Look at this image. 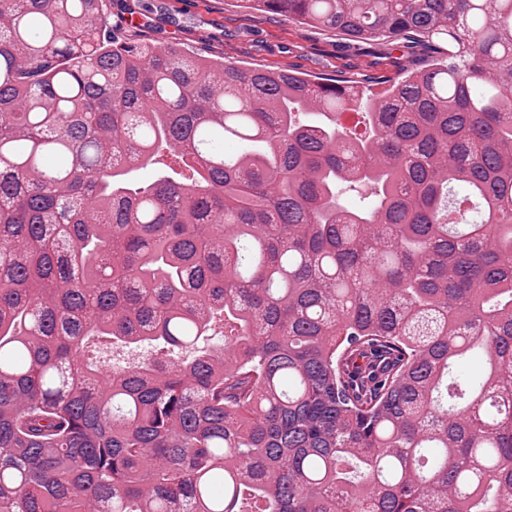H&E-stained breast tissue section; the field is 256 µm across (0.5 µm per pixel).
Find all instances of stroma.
Masks as SVG:
<instances>
[{"instance_id": "35a3bbf8", "label": "stroma", "mask_w": 512, "mask_h": 512, "mask_svg": "<svg viewBox=\"0 0 512 512\" xmlns=\"http://www.w3.org/2000/svg\"><path fill=\"white\" fill-rule=\"evenodd\" d=\"M118 41L174 43L241 68L289 70L320 82L381 92L443 58L445 48L409 36L357 40L255 7L252 0H107Z\"/></svg>"}]
</instances>
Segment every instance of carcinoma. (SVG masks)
I'll list each match as a JSON object with an SVG mask.
<instances>
[{
  "instance_id": "carcinoma-1",
  "label": "carcinoma",
  "mask_w": 512,
  "mask_h": 512,
  "mask_svg": "<svg viewBox=\"0 0 512 512\" xmlns=\"http://www.w3.org/2000/svg\"><path fill=\"white\" fill-rule=\"evenodd\" d=\"M103 2L0 0V512H512V0H253L448 42L354 98ZM150 350L151 347L147 344L140 346L138 349L115 346L112 348V361L123 366H135L150 353Z\"/></svg>"
}]
</instances>
